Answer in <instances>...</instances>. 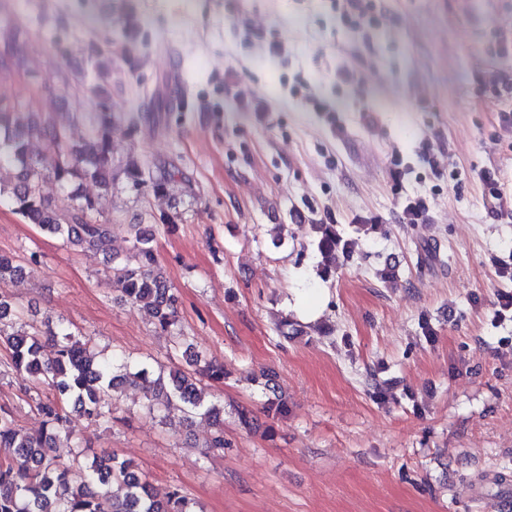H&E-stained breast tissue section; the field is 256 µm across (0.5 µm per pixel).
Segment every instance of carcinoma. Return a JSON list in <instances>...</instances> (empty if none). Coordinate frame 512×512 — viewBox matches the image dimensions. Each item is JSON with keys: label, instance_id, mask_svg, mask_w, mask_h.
Instances as JSON below:
<instances>
[{"label": "carcinoma", "instance_id": "carcinoma-1", "mask_svg": "<svg viewBox=\"0 0 512 512\" xmlns=\"http://www.w3.org/2000/svg\"><path fill=\"white\" fill-rule=\"evenodd\" d=\"M0 41L11 45L10 61L23 52L9 28L0 29ZM101 109L98 125L80 147L68 144L66 129L47 125L19 104L0 107V166L16 168V180L0 183V196H11L25 220L40 231L61 239L66 245L89 252H109L113 224L94 221V202L77 197L70 209L59 212L41 196V182L51 175L61 183L88 177L103 187L112 185L116 173L108 139L111 114L106 112L107 90L97 87ZM45 142V153L29 156L31 139ZM123 174L138 186L144 182L142 164L132 158ZM313 245L321 256L319 273L336 270V253L351 254V241L343 238L333 224H315ZM133 235L130 255L122 265L112 267V286L121 297L138 306L156 328L170 333L174 347L190 355L186 365L131 366L99 361L89 342L61 324L45 323V330L16 321L12 302L0 294V346L8 352L9 365L42 384L47 393L33 400L43 417L35 434L19 428L13 413L0 407V512H197L193 502L179 488L159 495L137 467L115 454L87 462L79 451L64 462L54 454L56 436L69 427V412L90 419L106 420L111 410L105 395L125 383L155 387L146 397L145 411L167 423L166 411L178 407L186 418L200 416L214 422L208 447H224V406L206 399L197 386L201 376L224 381V365L202 361V355L183 345L173 289L161 275L153 238L139 224L127 225ZM23 267L12 255L0 254V283L20 277Z\"/></svg>", "mask_w": 512, "mask_h": 512}]
</instances>
